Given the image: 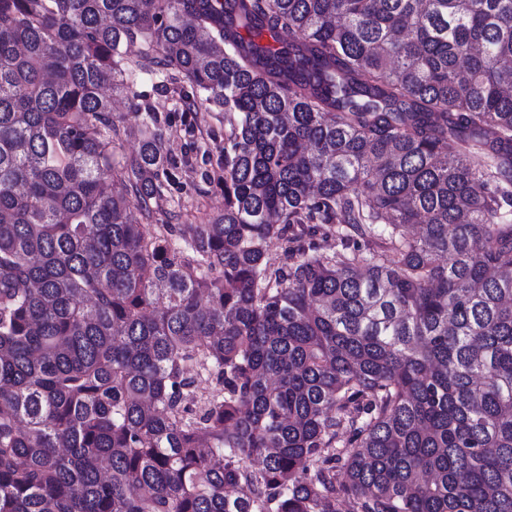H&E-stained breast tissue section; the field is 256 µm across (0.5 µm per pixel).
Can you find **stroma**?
<instances>
[{
  "label": "stroma",
  "mask_w": 512,
  "mask_h": 512,
  "mask_svg": "<svg viewBox=\"0 0 512 512\" xmlns=\"http://www.w3.org/2000/svg\"><path fill=\"white\" fill-rule=\"evenodd\" d=\"M134 90L161 121L168 156L165 209L179 214L182 223H207L224 208V189L218 182L224 163L223 113L188 109L185 98L192 89L181 81L163 87L158 77L144 75Z\"/></svg>",
  "instance_id": "obj_1"
}]
</instances>
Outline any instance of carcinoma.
Here are the masks:
<instances>
[{"label":"carcinoma","instance_id":"carcinoma-1","mask_svg":"<svg viewBox=\"0 0 512 512\" xmlns=\"http://www.w3.org/2000/svg\"><path fill=\"white\" fill-rule=\"evenodd\" d=\"M0 512H512V0H0ZM142 75L134 90L139 101L158 113L168 156L166 176L167 211L181 216L180 224H206L224 210V188L218 182L224 163V112H195L188 109L192 88L182 81L167 82ZM189 96L186 99V96ZM182 98L184 100H182ZM115 102L120 104V107H114L113 112L116 116H123V123L125 133L122 134L121 148L118 150V154H129L133 151L138 144V122L131 116H127L126 113L130 112L126 100L121 96L115 97Z\"/></svg>","mask_w":512,"mask_h":512}]
</instances>
